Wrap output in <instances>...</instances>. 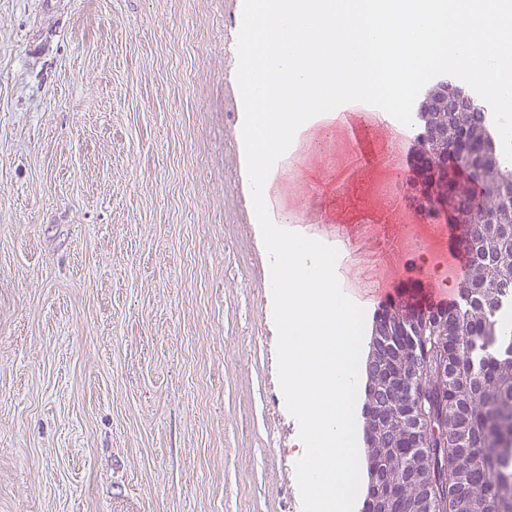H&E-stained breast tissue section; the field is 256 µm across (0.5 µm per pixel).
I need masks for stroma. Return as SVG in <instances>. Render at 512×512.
Listing matches in <instances>:
<instances>
[{"instance_id":"obj_1","label":"stroma","mask_w":512,"mask_h":512,"mask_svg":"<svg viewBox=\"0 0 512 512\" xmlns=\"http://www.w3.org/2000/svg\"><path fill=\"white\" fill-rule=\"evenodd\" d=\"M232 0H0V512H302ZM355 171L351 193L337 181ZM336 124L277 207L364 292L445 243Z\"/></svg>"}]
</instances>
